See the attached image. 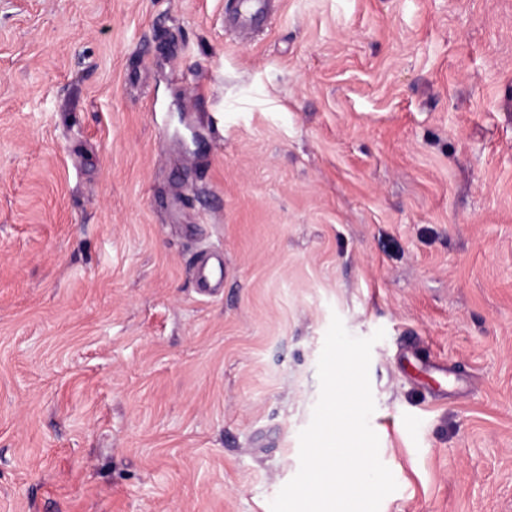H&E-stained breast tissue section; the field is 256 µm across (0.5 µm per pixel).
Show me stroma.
Wrapping results in <instances>:
<instances>
[{"mask_svg":"<svg viewBox=\"0 0 512 512\" xmlns=\"http://www.w3.org/2000/svg\"><path fill=\"white\" fill-rule=\"evenodd\" d=\"M278 2L0 0V512H271L335 315L380 512H512V0ZM267 3L265 0H240L238 2V18L243 26L259 25L266 14ZM195 279L200 292L212 293L223 285L224 269L210 265L208 260H200L196 264Z\"/></svg>","mask_w":512,"mask_h":512,"instance_id":"stroma-1","label":"stroma"}]
</instances>
